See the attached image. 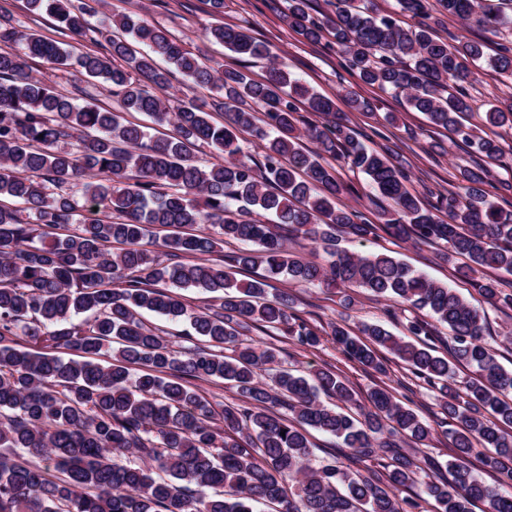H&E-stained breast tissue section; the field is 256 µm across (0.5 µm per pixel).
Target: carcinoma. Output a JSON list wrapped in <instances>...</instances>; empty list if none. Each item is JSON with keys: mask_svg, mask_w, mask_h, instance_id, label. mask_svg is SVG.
<instances>
[{"mask_svg": "<svg viewBox=\"0 0 512 512\" xmlns=\"http://www.w3.org/2000/svg\"><path fill=\"white\" fill-rule=\"evenodd\" d=\"M60 32L80 40L111 36L110 55L74 53L39 33L0 19V512H512V494L479 479L484 469L512 481V370L484 339V316L444 283L385 253L339 246L342 229L360 240L383 232L416 242H441V258L491 305L512 309V290L484 275L512 272V211L485 189L483 161L502 147L486 128L512 130V96L489 105L482 126H465L472 111L471 64L486 57L479 39L437 35L444 18L468 28L512 27V0H327L314 18L310 0H286L288 25L312 44L335 46L345 69L385 92L405 94L430 123L469 148L456 189L423 200L408 188L410 173L373 149L336 112L335 101L292 78L270 46L222 23L207 38L241 58L270 61L264 81L241 69L216 70L184 40L141 15L102 16L75 0H26ZM408 16L405 27L397 16ZM76 67L100 78L120 107L170 125L155 138L114 109L64 95L32 76L28 61ZM208 89L223 108V125L204 102H178L167 92L171 71ZM512 78V43L489 57ZM318 118L307 123L314 149L299 147L298 103ZM263 108L258 117L255 107ZM267 142L260 162L242 155L237 132ZM198 142L215 161L190 156ZM343 159L369 179L391 207L370 219L344 204L352 193L326 158ZM284 226L326 255L309 261L275 230ZM151 226L182 232L163 239L166 261L147 248ZM242 248L216 253L217 238ZM263 268L240 283L239 270ZM343 293L346 306L365 291L417 313L410 341L381 323L356 335L331 325L349 360L387 375L385 348L435 390L441 423L449 426L452 459L406 451L431 440L435 428L388 386L369 394L357 414L325 405L320 394L354 402L331 370L315 381L280 370L277 349L249 339L254 328L280 330L315 348L318 330L293 313L295 297L268 296V280ZM212 294L199 308L180 290ZM183 319L184 344L146 325L140 312ZM448 326L449 357L435 354L434 324ZM35 346L28 350L17 341ZM80 354L65 360L56 350ZM232 355H224V351ZM112 353L104 367L97 357ZM474 377L457 386L455 369ZM231 383L237 401L216 411L191 381ZM315 430L340 441L336 460L315 468ZM285 435H280V432Z\"/></svg>", "mask_w": 512, "mask_h": 512, "instance_id": "obj_1", "label": "carcinoma"}]
</instances>
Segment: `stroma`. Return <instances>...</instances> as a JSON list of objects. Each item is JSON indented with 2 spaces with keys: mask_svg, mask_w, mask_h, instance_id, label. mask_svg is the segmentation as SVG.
<instances>
[{
  "mask_svg": "<svg viewBox=\"0 0 512 512\" xmlns=\"http://www.w3.org/2000/svg\"><path fill=\"white\" fill-rule=\"evenodd\" d=\"M99 11L138 12L183 38L191 49H202L213 61L234 68H242L256 81H263L268 63L264 60L241 61L223 47L210 44L206 31L213 24L207 0H101ZM283 0H224V23L243 30L248 35L268 42L279 60L303 84L332 98L336 109L356 129L369 134V146L386 147L396 159L412 173L411 187L418 194L426 190L447 189L456 181L459 167L467 165L469 157L462 144L448 130L431 125L423 113L409 109L404 97L362 84L341 66L336 50L325 44H310L288 27L282 18ZM33 73L61 92L74 87L85 88L89 101L114 108L118 101L109 87L100 81L88 79L75 71H58L42 60H31ZM368 99L371 111L351 110L345 99L347 92ZM342 247L356 252H385L397 257L430 278L448 284L466 297L473 305L484 310L487 319L485 341L506 369H512V309L498 310L487 306L469 281L457 278L439 254L438 244L412 243L388 236L357 241L341 234ZM270 293L285 291L294 295L298 314L327 330L329 323L342 321L350 330H358L366 322L382 321L397 336L405 335V326L412 314L397 312L386 317L385 302L369 294L355 297L352 307L341 304L337 291L318 286H302L286 279L272 281ZM252 338L273 346L279 351L283 366L313 373L331 369L341 374L353 390L357 404H366L370 391L383 384L384 376L365 371L349 362L336 349L330 338H323L318 347L304 349L286 338L283 332L252 331Z\"/></svg>",
  "mask_w": 512,
  "mask_h": 512,
  "instance_id": "1",
  "label": "stroma"
}]
</instances>
